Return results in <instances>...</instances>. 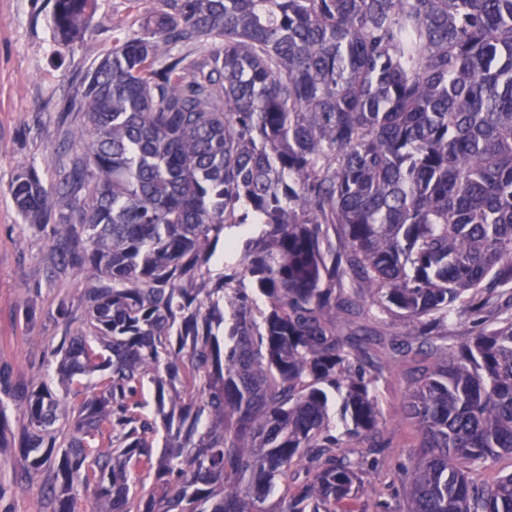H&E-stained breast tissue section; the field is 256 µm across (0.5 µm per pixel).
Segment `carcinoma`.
<instances>
[{
  "instance_id": "carcinoma-1",
  "label": "carcinoma",
  "mask_w": 512,
  "mask_h": 512,
  "mask_svg": "<svg viewBox=\"0 0 512 512\" xmlns=\"http://www.w3.org/2000/svg\"><path fill=\"white\" fill-rule=\"evenodd\" d=\"M131 2L50 186L24 167L7 188L85 286L55 297L80 326L40 378L0 365V439L18 412L0 468L42 512L82 493L96 512H269L302 471L278 512H369L390 443L345 334L358 299L420 326L408 512H512V472L478 477L512 459V0ZM95 9L53 0L60 49ZM198 41L201 59L175 52ZM349 441L367 455L336 456Z\"/></svg>"
}]
</instances>
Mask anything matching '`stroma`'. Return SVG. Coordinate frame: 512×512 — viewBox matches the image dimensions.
<instances>
[{
	"label": "stroma",
	"instance_id": "35a3bbf8",
	"mask_svg": "<svg viewBox=\"0 0 512 512\" xmlns=\"http://www.w3.org/2000/svg\"><path fill=\"white\" fill-rule=\"evenodd\" d=\"M53 0H0V358L15 379L38 377L51 345L65 330L52 302L58 291L78 295L79 278L57 281L51 273L50 228L33 230L22 224L7 195L18 169L35 166L44 183L55 173L58 126L68 101L83 77L111 50L134 23L131 0H97L79 43L69 52L58 50L49 24ZM39 289L42 304L33 325H25L21 306L31 289ZM357 333L374 339L410 342L415 328L406 319L362 314L355 319ZM414 359L380 361V377L373 387L392 442L393 464L365 474L366 482L382 492L391 512H407L398 494L397 463L408 462L417 443L411 424L400 415L407 393V377L417 367Z\"/></svg>",
	"mask_w": 512,
	"mask_h": 512
}]
</instances>
